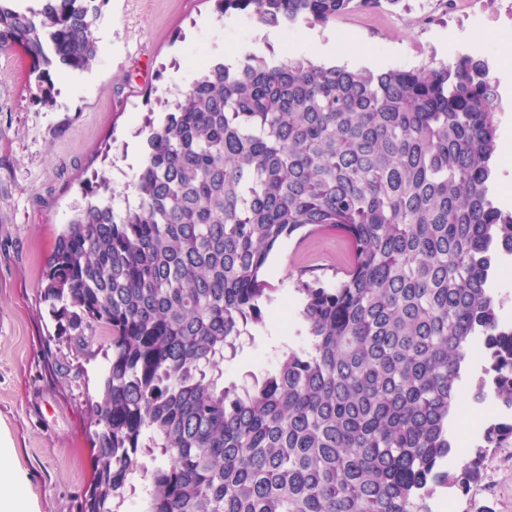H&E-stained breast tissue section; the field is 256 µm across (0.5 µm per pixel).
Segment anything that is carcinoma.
Here are the masks:
<instances>
[{"label": "carcinoma", "mask_w": 512, "mask_h": 512, "mask_svg": "<svg viewBox=\"0 0 512 512\" xmlns=\"http://www.w3.org/2000/svg\"><path fill=\"white\" fill-rule=\"evenodd\" d=\"M0 0V54L30 63L41 106L51 70L99 56L98 0ZM278 27L326 25L403 0H212ZM497 89L462 53L417 70L317 64L294 54L216 60L145 116L134 203L105 179L58 235L44 272L48 342L99 346L86 400L93 477L80 512H432L465 493L512 414L455 468L454 421L475 343L473 399L512 411V323L494 283L512 260V212L494 204ZM336 232L334 284L300 272L308 344L260 374L224 380L266 328L264 278L283 239Z\"/></svg>", "instance_id": "cac0c4a2"}]
</instances>
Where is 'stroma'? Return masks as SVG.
Segmentation results:
<instances>
[{
	"mask_svg": "<svg viewBox=\"0 0 512 512\" xmlns=\"http://www.w3.org/2000/svg\"><path fill=\"white\" fill-rule=\"evenodd\" d=\"M512 24V0H403L392 10L367 6L322 25L302 19L262 37L260 24L218 17L211 0H104L94 35L100 55L85 72L89 87L76 90L77 74L53 76V107L33 105L29 64L0 55V435L11 444L7 462L21 477L33 512H78L92 476L84 401L100 384L102 355L60 345L40 290L46 261L63 225L84 202L87 182L104 177L117 198L142 158L136 131L173 89L186 88L200 61L242 60L254 53L277 59L303 54L326 65L371 70L417 69L459 53L488 59L499 82L495 120L499 148L494 196L512 211V54L498 35ZM351 41L356 57L323 54L311 31ZM347 254L339 238L321 235L282 241L270 254L267 278L278 293L265 311L267 326L254 344L224 363V376L276 364L298 346L280 319L295 302L291 276L315 266L325 283L336 280ZM462 383L465 413L454 429L456 453L475 443L482 424L498 418V405L471 402L483 361L472 354ZM485 478L469 494L441 490L434 512H512V448L490 452Z\"/></svg>",
	"mask_w": 512,
	"mask_h": 512,
	"instance_id": "stroma-1",
	"label": "stroma"
}]
</instances>
